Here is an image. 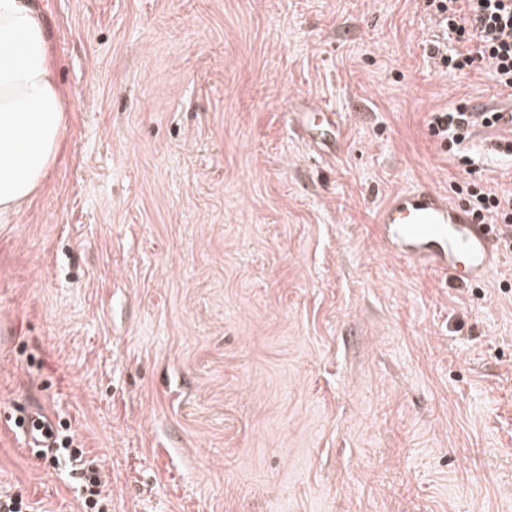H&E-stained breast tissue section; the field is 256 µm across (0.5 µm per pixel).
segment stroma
<instances>
[{
	"label": "stroma",
	"mask_w": 512,
	"mask_h": 512,
	"mask_svg": "<svg viewBox=\"0 0 512 512\" xmlns=\"http://www.w3.org/2000/svg\"><path fill=\"white\" fill-rule=\"evenodd\" d=\"M68 126L0 224V497L83 512H512V251L474 286L384 251L394 194L466 173L425 0H38ZM335 110L336 144L295 125ZM29 421L32 422L30 433L36 441L44 447L63 448L74 462L82 466L81 493L86 511L112 512V500L102 496L97 469L92 462H87L84 459V451L80 448H69L72 440L69 438L61 439L57 427L44 415L21 416L16 423L28 433L27 425Z\"/></svg>",
	"instance_id": "1"
}]
</instances>
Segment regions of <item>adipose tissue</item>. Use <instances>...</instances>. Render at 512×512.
Masks as SVG:
<instances>
[{
	"instance_id": "1",
	"label": "adipose tissue",
	"mask_w": 512,
	"mask_h": 512,
	"mask_svg": "<svg viewBox=\"0 0 512 512\" xmlns=\"http://www.w3.org/2000/svg\"><path fill=\"white\" fill-rule=\"evenodd\" d=\"M68 124L49 29L34 0H0V223L29 208Z\"/></svg>"
}]
</instances>
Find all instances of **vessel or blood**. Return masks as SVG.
Here are the masks:
<instances>
[{"instance_id": "vessel-or-blood-1", "label": "vessel or blood", "mask_w": 512, "mask_h": 512, "mask_svg": "<svg viewBox=\"0 0 512 512\" xmlns=\"http://www.w3.org/2000/svg\"><path fill=\"white\" fill-rule=\"evenodd\" d=\"M472 110L496 113V130L512 141V97L478 101ZM337 126L335 112L322 105L300 124L304 132L318 131L325 144ZM376 224L378 239L389 253L461 283L484 280L500 259L497 231L427 187L392 196L379 210Z\"/></svg>"}]
</instances>
